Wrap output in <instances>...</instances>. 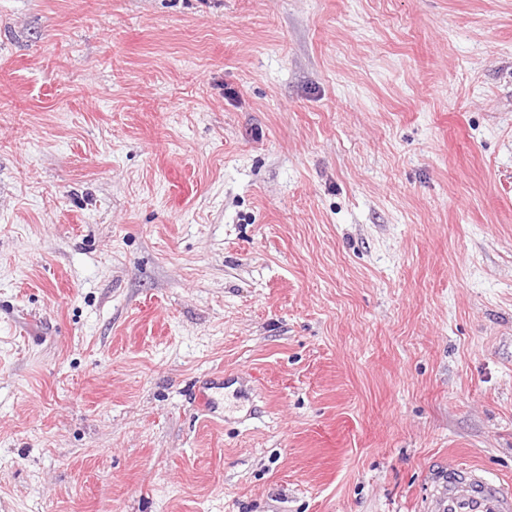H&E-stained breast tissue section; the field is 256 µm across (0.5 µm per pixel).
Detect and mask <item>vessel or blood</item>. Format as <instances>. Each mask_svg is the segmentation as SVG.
<instances>
[{
    "instance_id": "vessel-or-blood-1",
    "label": "vessel or blood",
    "mask_w": 512,
    "mask_h": 512,
    "mask_svg": "<svg viewBox=\"0 0 512 512\" xmlns=\"http://www.w3.org/2000/svg\"><path fill=\"white\" fill-rule=\"evenodd\" d=\"M429 512H512V488L484 469L452 462L429 477Z\"/></svg>"
}]
</instances>
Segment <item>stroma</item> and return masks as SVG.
I'll list each match as a JSON object with an SVG mask.
<instances>
[{"label": "stroma", "mask_w": 512, "mask_h": 512, "mask_svg": "<svg viewBox=\"0 0 512 512\" xmlns=\"http://www.w3.org/2000/svg\"><path fill=\"white\" fill-rule=\"evenodd\" d=\"M452 458L512 484V0H0V512Z\"/></svg>", "instance_id": "stroma-1"}]
</instances>
